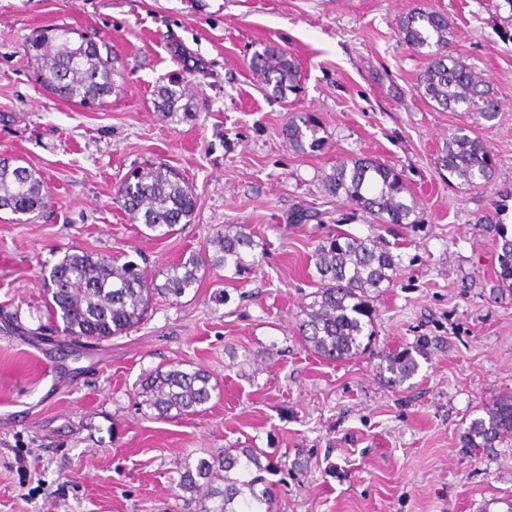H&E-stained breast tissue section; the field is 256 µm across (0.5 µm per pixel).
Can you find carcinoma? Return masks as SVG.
Segmentation results:
<instances>
[{"label":"carcinoma","instance_id":"cac0c4a2","mask_svg":"<svg viewBox=\"0 0 512 512\" xmlns=\"http://www.w3.org/2000/svg\"><path fill=\"white\" fill-rule=\"evenodd\" d=\"M402 40L415 51L426 49V64L418 89L438 107L449 111H476L490 119L495 114L492 89L461 58L448 53L452 36L448 19L437 12L413 10L398 23ZM36 80L57 97L82 107L98 108L118 95L121 86L112 79L115 58L101 54L98 43L68 26L44 29L27 44ZM250 67L271 88L286 98L301 90V71L288 51L267 45L254 53ZM178 81L157 87L154 108L172 123L192 118L191 103ZM309 113H299L284 129L294 150H319L324 137ZM448 177L470 186L493 176L496 158L479 137L458 128L448 138L438 158ZM325 190L344 198L379 224H414L419 203L402 175L379 161L363 156L339 161L325 175ZM129 221L153 236L165 238L179 224L188 223L196 202L192 187L173 169L162 164L143 167L118 188ZM47 204L44 181L37 171L0 157V210L31 215ZM499 282L512 290V237L499 231ZM257 242L242 224L216 230L204 252H190L165 274L163 283L131 261L85 250L68 252L42 273L47 311L57 332L71 339L104 340L126 333L147 315L155 295L176 299L199 282L200 272L224 270L225 278L240 280L258 265ZM318 288L313 301L300 310L298 330L308 349L329 360L348 359L362 351V339L374 336L373 295L396 279L399 268L392 253L374 238L338 233L322 240L312 255ZM426 356L423 345L380 355L379 374L391 387L411 379ZM218 385L202 368L187 370L172 363L158 368L140 383L138 405L144 414L176 419L206 411ZM512 440V395L486 407L485 416L471 421L464 447L491 453ZM260 448H226L209 459L184 461L176 489L185 505L201 499L210 506L201 512H273L269 491L256 490L260 480L252 471L270 469Z\"/></svg>","mask_w":512,"mask_h":512}]
</instances>
